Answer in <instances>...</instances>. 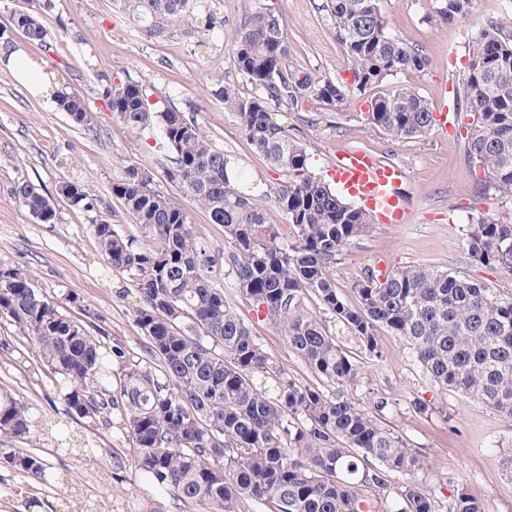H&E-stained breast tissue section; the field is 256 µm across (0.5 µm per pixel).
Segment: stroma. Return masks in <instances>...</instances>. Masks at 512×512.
<instances>
[{"instance_id": "stroma-1", "label": "stroma", "mask_w": 512, "mask_h": 512, "mask_svg": "<svg viewBox=\"0 0 512 512\" xmlns=\"http://www.w3.org/2000/svg\"><path fill=\"white\" fill-rule=\"evenodd\" d=\"M321 0H211L225 20L223 32L206 35L209 51L194 39L179 36L145 41L113 0H52L49 35L55 52L44 53L23 32L13 29L12 16L25 0H0V28L9 29L13 47L43 59L54 90L73 87L83 92L93 113L94 128L84 131L59 112L51 98L33 93L12 72L0 68V266L31 272L42 291L72 297L69 313L87 305L100 316L104 335L122 337L136 358L147 359L146 343L135 322V292L105 263L93 232L90 213L58 195L62 179L88 181L101 201V211L113 224L151 246L137 224L112 196V180L123 162L146 155L155 143L152 133L133 136L116 121L100 99L102 88L116 78L142 83L152 101L196 115L211 141L241 175L255 204L273 224L287 218L270 193L282 179L243 137L233 115L212 95L216 78L240 92L252 87L233 66L229 51L245 16L270 7L284 18L291 60L321 74L349 77V63L317 6ZM389 29L428 56L426 72H405L393 82L416 89L440 111L441 88H453L467 63V47L481 18L512 9V0H481L479 13L468 20H430L433 0H381ZM364 97H353L332 109L303 103L288 115V127L308 147L311 172L333 180L334 160L345 150H364L381 162L404 167L401 192L410 214L403 224H369L343 250L334 275L336 286L349 292L366 267L377 261L391 266L425 264L476 279L490 288L512 290V272L472 265L463 251V227L472 211L512 214V206L491 187H482L465 162L456 124L433 126L424 136L399 141L368 128ZM34 184L51 197L56 217L43 224L19 202L20 182ZM228 300L248 319L271 357L297 380L312 382L303 361L292 352L277 326L257 319L249 300L226 289ZM10 343L0 352V395H10L29 407L37 421H51L81 440L79 448L59 447L51 438L26 441L27 450L46 462L43 479L23 477L0 457V512H85L89 500L126 498L125 512H205L174 494L157 488L129 468L119 466L114 451L125 448L100 422L70 419L64 411L55 377L33 353L27 339L0 323V340ZM382 355L363 360L360 380L348 390L366 411L378 399L387 407L379 420L394 428L427 460L424 477L441 499L458 484H468L488 512H512V478L503 462L512 457V424L482 403L456 392L442 393L426 375L410 347L387 330H379ZM428 404L415 412L414 401ZM375 411V410H374Z\"/></svg>"}]
</instances>
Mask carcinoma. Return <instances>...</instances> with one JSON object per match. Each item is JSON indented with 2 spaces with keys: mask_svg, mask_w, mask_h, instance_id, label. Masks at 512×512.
<instances>
[{
  "mask_svg": "<svg viewBox=\"0 0 512 512\" xmlns=\"http://www.w3.org/2000/svg\"><path fill=\"white\" fill-rule=\"evenodd\" d=\"M477 2L434 0L433 16L462 22ZM117 4L146 41L191 37L200 21L206 31L224 30L205 0ZM50 8L51 0H36L12 18L47 52L55 47L43 16ZM318 10L353 79L290 64L284 18L256 9L231 54L257 93L244 95L222 80L212 90L248 143L287 176L272 192L286 226L267 222L196 118L150 102L139 82L122 80L102 91L106 109L129 131L157 130L167 182L224 226V262L235 288L282 329L318 382H296L231 307L210 276L213 258L188 213L155 185L150 156L121 166L112 196L155 246L136 245L102 215L92 227L108 264L136 291L135 321L151 362L131 357L119 337L104 345L91 332L99 314L84 307L82 317L70 315L65 306L75 299L41 291L23 268L0 266V322L15 327L43 365L67 381L70 418L118 425L136 472L209 512H241L245 501L256 512H487L464 485L439 501L420 478V449L344 395L359 380L360 361L340 344L330 319L356 336L368 360L381 358L378 329H387L410 346L442 392L477 400L512 423V294L426 265L384 274L368 267L349 297L336 287L337 261L371 216L309 172L306 144L278 112H294L309 99L333 108L400 73L425 72L429 59L389 31L380 0H323ZM467 55L453 92L456 115L471 118L461 137L465 161L481 182L512 200V15L485 18ZM55 100L75 125L92 128L81 91L66 88ZM368 103V126L394 139L421 136L436 122L428 100L408 87ZM15 193L37 221L54 220V203L34 184L23 182ZM58 194L99 211L82 179L62 181ZM463 242L469 262L512 271V218L479 212L468 218ZM308 296L320 313L308 310ZM323 380L337 385L336 393L328 394ZM31 430L29 409L0 397V437L26 440ZM4 454L24 476L42 477L46 464L38 455L14 448Z\"/></svg>",
  "mask_w": 512,
  "mask_h": 512,
  "instance_id": "obj_1",
  "label": "carcinoma"
}]
</instances>
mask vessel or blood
<instances>
[{"instance_id":"1","label":"vessel or blood","mask_w":512,"mask_h":512,"mask_svg":"<svg viewBox=\"0 0 512 512\" xmlns=\"http://www.w3.org/2000/svg\"><path fill=\"white\" fill-rule=\"evenodd\" d=\"M334 171L343 190L375 210L380 222L402 221L405 211L400 193L405 180L403 168L380 163L365 151L349 150L337 157Z\"/></svg>"}]
</instances>
